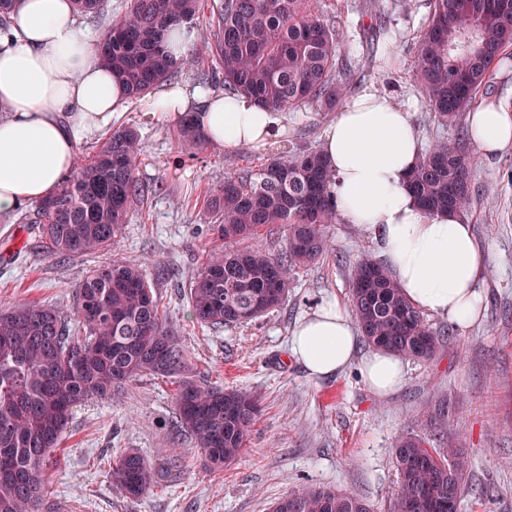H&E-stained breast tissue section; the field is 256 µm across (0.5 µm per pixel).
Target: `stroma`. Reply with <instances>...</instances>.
<instances>
[{
  "label": "stroma",
  "mask_w": 512,
  "mask_h": 512,
  "mask_svg": "<svg viewBox=\"0 0 512 512\" xmlns=\"http://www.w3.org/2000/svg\"><path fill=\"white\" fill-rule=\"evenodd\" d=\"M372 3L316 0L319 12L342 30L343 51L359 61L349 93L376 87L409 110L423 143L456 137L470 155L473 203L466 218L491 253L481 319L462 331L430 318L434 329L447 330L446 347L432 359L408 360L405 384L389 397L375 396L354 367L331 380H311L289 355L291 332L321 302L349 301L355 260L374 251L367 233L337 222L326 227L328 252L297 270L280 308L241 325L193 324L190 276L223 244L206 194L227 174L260 168L305 144L319 146L332 114L304 103L289 108L285 133L267 149L229 153L207 146L191 156L176 140L177 121L154 113L153 96L131 101L111 125L139 129L137 174L160 185V192L130 210L106 256L62 261L24 249L27 232L10 230L0 215V308L40 302L71 315L77 285L106 257L137 264L180 331L201 382L254 392L262 414L241 457L209 473L191 437L171 428L173 380L142 376L121 401H93L75 410L48 468V499L60 512H269L277 499L305 486L357 495L374 512H393V440L429 433L425 405L443 397L455 407L448 439L470 457L460 512H512V149L487 157L469 136L439 127L416 86L417 43L433 0H412L408 12L390 10L383 29L370 20ZM127 448L157 465L180 459L182 471L131 501L107 475L112 458Z\"/></svg>",
  "instance_id": "obj_1"
}]
</instances>
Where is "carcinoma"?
Segmentation results:
<instances>
[{
	"label": "carcinoma",
	"mask_w": 512,
	"mask_h": 512,
	"mask_svg": "<svg viewBox=\"0 0 512 512\" xmlns=\"http://www.w3.org/2000/svg\"><path fill=\"white\" fill-rule=\"evenodd\" d=\"M205 0H124L97 45L100 58L129 100H140L188 70L205 52L224 91L265 108L285 110L316 101L342 102L351 69L339 63L343 33L318 13L314 0H210L214 39L200 37L178 57L166 45L170 27L195 25ZM94 22L105 0H74ZM512 45V0H434L417 49L415 79L442 125H452L489 86L496 61ZM178 142L205 145L184 117ZM142 143L134 125L109 131L57 192L21 213L45 251L61 259L110 250L131 208L148 192L137 179ZM470 157L454 140L433 141L411 183L430 212L465 214L472 203ZM333 174L320 151L273 157L258 170L230 174L210 193L208 209L228 246L212 250L191 276V322L222 327L253 321L282 306L292 274L328 249L336 220ZM288 231L284 248L239 247L266 228ZM352 309L363 343L404 358L428 360L441 333L401 293L387 269L360 254L351 270ZM76 318L55 306L19 302L0 309V512H53L46 501L47 467L74 411L91 400L125 395L144 374L178 380L176 426L190 434L209 472L234 463L262 408L239 388L204 386L193 373L180 333L167 323L155 291L134 264L112 259L78 285ZM452 402L428 408L436 428L448 424ZM432 437L401 435L394 460L395 512L460 508L469 478L465 451ZM131 499L154 488L159 472L134 450L118 453L108 470ZM271 512H371L363 499L325 487H304L278 499Z\"/></svg>",
	"instance_id": "cac0c4a2"
}]
</instances>
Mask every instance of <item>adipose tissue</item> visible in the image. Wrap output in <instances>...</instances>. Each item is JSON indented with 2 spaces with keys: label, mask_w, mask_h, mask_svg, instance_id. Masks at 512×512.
<instances>
[{
  "label": "adipose tissue",
  "mask_w": 512,
  "mask_h": 512,
  "mask_svg": "<svg viewBox=\"0 0 512 512\" xmlns=\"http://www.w3.org/2000/svg\"><path fill=\"white\" fill-rule=\"evenodd\" d=\"M124 102L71 0H14L0 29V212L53 195L74 170L78 132L109 124ZM154 106L172 118L192 115L207 144L226 151L266 147L287 122L284 112L248 96L186 83L163 90ZM469 137L487 156L512 148V109L478 108ZM321 151L334 174L337 220L372 235L407 300L458 328L475 324L490 253L464 216L418 204L410 178L422 151L409 111L364 87L334 114ZM359 338L346 305L332 299L298 322L288 349L313 379L354 365L375 396L396 393L405 382L403 358L380 349L358 355Z\"/></svg>",
  "instance_id": "obj_1"
}]
</instances>
